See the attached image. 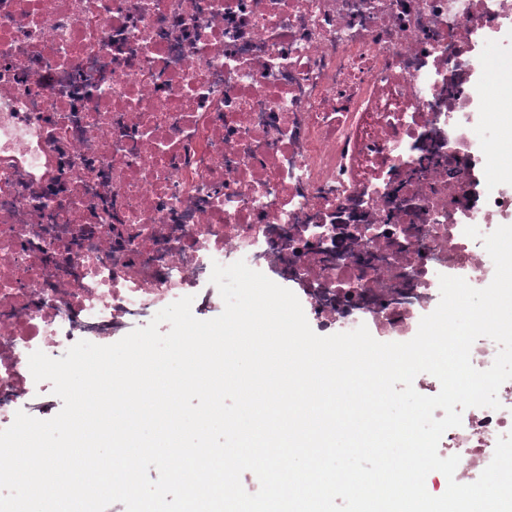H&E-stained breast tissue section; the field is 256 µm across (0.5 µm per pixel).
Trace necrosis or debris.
Instances as JSON below:
<instances>
[{
    "instance_id": "necrosis-or-debris-1",
    "label": "necrosis or debris",
    "mask_w": 512,
    "mask_h": 512,
    "mask_svg": "<svg viewBox=\"0 0 512 512\" xmlns=\"http://www.w3.org/2000/svg\"><path fill=\"white\" fill-rule=\"evenodd\" d=\"M512 0H0V428L45 415L28 366L146 326L237 261L311 327L406 342L439 278L490 284L471 79ZM441 440L475 482L512 433Z\"/></svg>"
}]
</instances>
